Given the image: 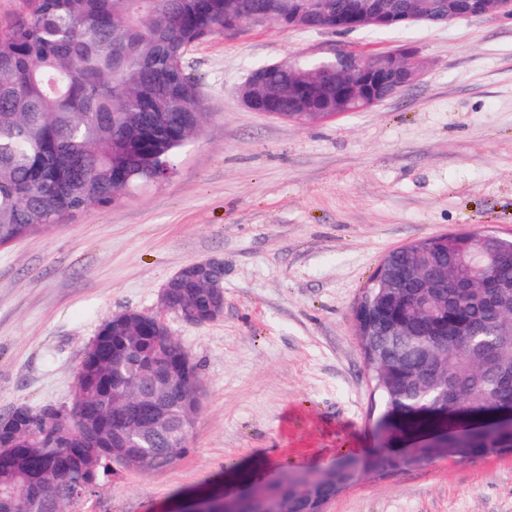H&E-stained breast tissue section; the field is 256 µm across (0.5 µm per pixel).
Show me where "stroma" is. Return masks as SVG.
<instances>
[{"instance_id":"1","label":"stroma","mask_w":512,"mask_h":512,"mask_svg":"<svg viewBox=\"0 0 512 512\" xmlns=\"http://www.w3.org/2000/svg\"><path fill=\"white\" fill-rule=\"evenodd\" d=\"M414 46V85L364 112L298 125L237 90L260 64ZM204 112L171 177L0 247V418L61 407L101 325L154 313L194 261L224 262V314L165 320L196 364L188 450L117 471L78 512H172L186 493L375 451L353 309L389 251L449 232L512 237V19L336 34L276 25L215 35L186 54ZM325 512H512V455L367 475Z\"/></svg>"}]
</instances>
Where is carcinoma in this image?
I'll return each mask as SVG.
<instances>
[{"instance_id": "carcinoma-1", "label": "carcinoma", "mask_w": 512, "mask_h": 512, "mask_svg": "<svg viewBox=\"0 0 512 512\" xmlns=\"http://www.w3.org/2000/svg\"><path fill=\"white\" fill-rule=\"evenodd\" d=\"M288 26V0H22V11L0 28V242L46 231L90 209L105 208L127 191L158 184L173 171V159L201 132L198 84L187 73V50L235 25L255 27V15ZM321 60L283 61L254 69L248 93L262 109L290 119L288 81L314 75ZM429 251L432 274L446 284L434 300L440 328L435 337L417 288L382 295L371 276L360 299L379 305L376 335L364 336L365 365L382 414L394 418L388 443L396 447L436 425L459 420L464 407L486 409L512 403V240L498 243L495 264L472 276L458 253L475 239L434 249L430 238L403 246L382 264L406 267L420 248ZM470 287L458 291V280ZM216 297L205 286L177 288L172 305L204 310ZM100 328L77 372L71 405L72 429L85 435L96 419L95 438H112L119 423L140 420L133 433L149 461L132 465L110 448H40L56 429L36 423L6 448L0 446V512H22L21 502L38 498L41 512H73L114 468L158 471L171 465L189 413L175 410L168 425L143 422L150 401L171 392L147 375L114 390L116 375L128 376L126 358L157 349L178 365L182 354L163 329L140 312ZM440 340L430 359L418 349ZM444 393L441 400L429 396ZM504 435L480 431L444 452L421 448L413 460L386 451L364 458L355 471L336 469L344 487L366 474L426 466L437 457L469 461L509 453ZM311 501L302 487L285 482L274 489L268 512H299Z\"/></svg>"}]
</instances>
